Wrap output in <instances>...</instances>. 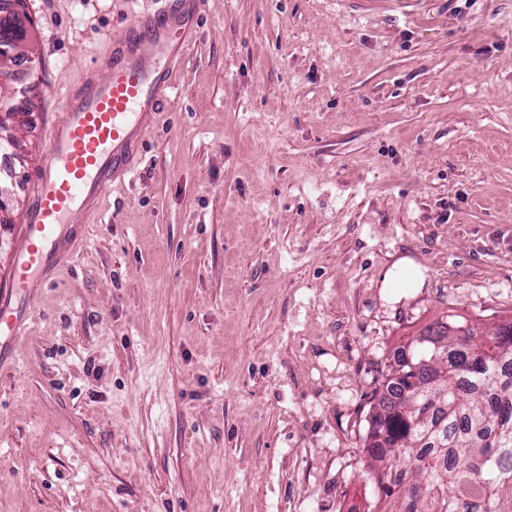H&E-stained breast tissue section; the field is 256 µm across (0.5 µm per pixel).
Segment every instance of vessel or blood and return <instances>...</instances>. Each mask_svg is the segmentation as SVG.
Masks as SVG:
<instances>
[{"instance_id":"1","label":"vessel or blood","mask_w":512,"mask_h":512,"mask_svg":"<svg viewBox=\"0 0 512 512\" xmlns=\"http://www.w3.org/2000/svg\"><path fill=\"white\" fill-rule=\"evenodd\" d=\"M204 0H161L112 36L106 61L74 90L49 128V158L22 224L24 246L0 289V338L23 335L33 285L70 243L63 224L86 222L115 181L132 179L134 153L175 86L172 75L194 45Z\"/></svg>"}]
</instances>
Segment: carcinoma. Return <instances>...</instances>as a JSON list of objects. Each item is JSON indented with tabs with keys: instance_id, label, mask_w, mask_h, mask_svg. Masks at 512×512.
I'll return each instance as SVG.
<instances>
[{
	"instance_id": "cac0c4a2",
	"label": "carcinoma",
	"mask_w": 512,
	"mask_h": 512,
	"mask_svg": "<svg viewBox=\"0 0 512 512\" xmlns=\"http://www.w3.org/2000/svg\"><path fill=\"white\" fill-rule=\"evenodd\" d=\"M24 0L0 16L2 50L24 47ZM448 389L447 401L431 395ZM367 473L375 508L512 512V319L492 332L459 314L425 326L369 395Z\"/></svg>"
}]
</instances>
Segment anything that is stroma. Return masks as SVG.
I'll return each mask as SVG.
<instances>
[{
    "label": "stroma",
    "mask_w": 512,
    "mask_h": 512,
    "mask_svg": "<svg viewBox=\"0 0 512 512\" xmlns=\"http://www.w3.org/2000/svg\"><path fill=\"white\" fill-rule=\"evenodd\" d=\"M0 281L77 86L151 0H25ZM76 262L0 354V512H371L396 349L512 318V0H205ZM407 257L422 288L384 285Z\"/></svg>",
    "instance_id": "obj_1"
}]
</instances>
